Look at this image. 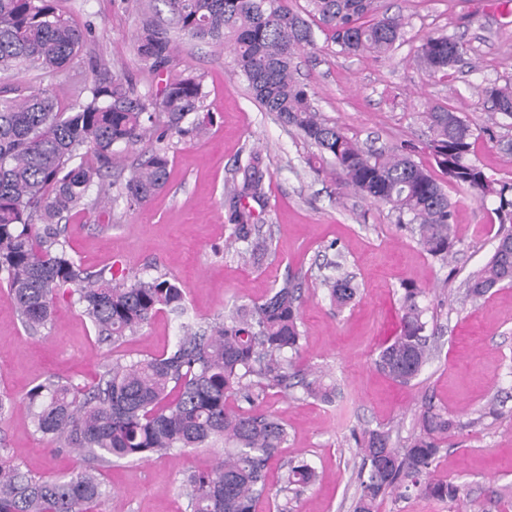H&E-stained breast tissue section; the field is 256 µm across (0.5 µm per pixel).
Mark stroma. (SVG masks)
<instances>
[{"label": "stroma", "mask_w": 512, "mask_h": 512, "mask_svg": "<svg viewBox=\"0 0 512 512\" xmlns=\"http://www.w3.org/2000/svg\"><path fill=\"white\" fill-rule=\"evenodd\" d=\"M379 7L405 21L403 38L389 53L342 54L320 33L298 58L300 78L313 89L322 119L368 149L415 145V161L431 170L424 114L443 105L471 124L472 160L493 179L512 182V120L495 114L483 92L491 83L512 85V0H380ZM57 8L76 25L94 23L91 50L108 64L132 67L141 92L157 93L186 71L198 76L202 109L213 115L201 135L169 139L166 185L146 204L130 210L102 202L66 214L70 255L93 271L120 269L131 281L161 273L175 278L201 325L233 304L261 302L285 277L301 288L303 338L294 363L329 373L336 398L324 404L297 387L287 394L268 391L259 400V410L285 424L288 441L267 463L256 512H352L360 467L352 430L383 427L401 444L418 433V416L427 407L456 424L433 476L465 485L467 496L458 503L412 492L384 499L378 512H512V287L493 289L476 302L466 286L494 251L496 199L478 201L448 185L456 202V246L451 260L441 263L400 227L389 206L339 190L335 176L315 174L308 164L313 146L252 99L224 46L180 37L171 68L140 70L133 57L138 0H57ZM433 33L467 49L463 62L444 76L429 75L413 60ZM90 80L88 65L79 60L58 74L31 71L20 78L57 92L64 107ZM251 149L268 169L266 197L252 205L268 243L258 265L242 262L227 245L233 231L227 189L238 160ZM332 263L358 288L341 309L323 284ZM408 281L423 291L431 355L421 374L402 385L379 372L374 359L401 330L400 296ZM177 334V321L162 312L122 344L100 342L82 305L63 289L51 321L33 336L0 282V396L14 403L0 420V448L32 475L76 474L79 457L50 451L35 431L28 390L57 376L93 385L112 361L161 353ZM217 456V449L193 448L169 458L113 461L104 470L106 495L96 512H188L187 476L211 469ZM292 459L307 461L317 478L284 495L283 465Z\"/></svg>", "instance_id": "obj_1"}]
</instances>
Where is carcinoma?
Returning a JSON list of instances; mask_svg holds the SVG:
<instances>
[{
    "mask_svg": "<svg viewBox=\"0 0 512 512\" xmlns=\"http://www.w3.org/2000/svg\"><path fill=\"white\" fill-rule=\"evenodd\" d=\"M293 2L144 0L134 56L152 71L170 67L173 29L224 45L254 100L299 131L317 149L314 158H331L343 188L390 206L424 251L448 262L455 202L413 159L415 147L368 150L324 122L294 65L301 50L315 45L317 30L341 53L386 54L402 37L401 18L378 12L377 0H305L303 7ZM160 3L168 13L165 23ZM94 32L90 23L80 27L64 18L55 0H0V77L62 72ZM464 53L459 41L433 34L416 48L414 61L435 75L452 69ZM89 67L92 81L85 96L65 110L54 91L0 84V275L32 335L51 320L62 288L77 296L103 342H123L160 311L180 321V335L159 355L112 362L89 389L61 379L36 386L27 396L35 431L56 448L75 452L83 467L70 477H36L0 452V512H95L104 495L103 468L112 460H148L219 443L224 448L214 468L186 478L190 512H254L266 488L267 461L288 437L276 416L256 411L257 401L268 390L288 389L292 379L308 397L329 402L334 396L322 375L293 364L302 339L299 288L286 279L262 302L235 304L224 320L202 327L188 315L184 288L167 275L127 283L110 268L87 271L69 256L60 221L64 213L88 204L102 169L148 142L144 159L112 198L129 207L144 204L166 184V140L195 137L210 124L209 114L200 112L203 85L192 74L149 95L124 68L100 59L89 60ZM484 93L496 113L512 120V86L491 84ZM425 122L426 147L442 174L476 200L496 198L501 223L512 224V183L491 178L469 159L470 123L439 105L425 113ZM238 170L241 178L228 195L232 236L247 243L241 257L256 263L267 246L251 238L252 213L244 201L265 196L260 153L250 152ZM323 282L339 307L356 298L347 276L329 275ZM511 284L512 227L499 231L492 256L470 276L467 293L478 300ZM421 295V289L404 285L402 328L375 359L378 370L403 384L418 377L429 356ZM232 396L245 407L227 411ZM419 426L400 448L383 428L352 432L356 454L368 469L367 476H359L353 512H377L380 500L411 489L437 500H461L463 485L430 477L453 422L429 407ZM315 480L306 461L291 460L281 491Z\"/></svg>",
    "mask_w": 512,
    "mask_h": 512,
    "instance_id": "obj_1",
    "label": "carcinoma"
}]
</instances>
